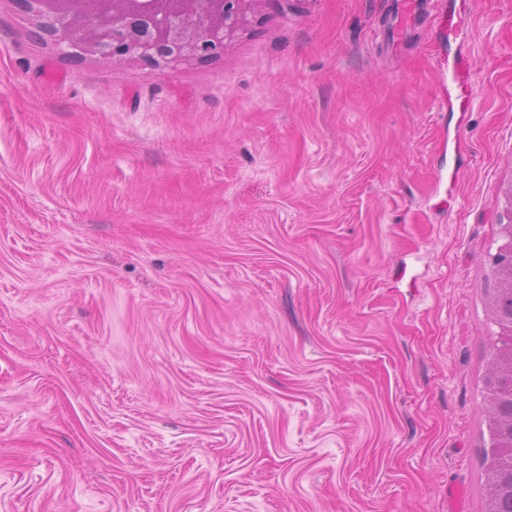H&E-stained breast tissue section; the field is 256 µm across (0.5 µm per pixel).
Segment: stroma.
<instances>
[{"label":"stroma","instance_id":"stroma-1","mask_svg":"<svg viewBox=\"0 0 512 512\" xmlns=\"http://www.w3.org/2000/svg\"><path fill=\"white\" fill-rule=\"evenodd\" d=\"M401 11L151 66L0 0V512H482L512 0Z\"/></svg>","mask_w":512,"mask_h":512}]
</instances>
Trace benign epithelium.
I'll use <instances>...</instances> for the list:
<instances>
[{"mask_svg":"<svg viewBox=\"0 0 512 512\" xmlns=\"http://www.w3.org/2000/svg\"><path fill=\"white\" fill-rule=\"evenodd\" d=\"M255 0H29L46 28L79 58L95 53L110 60L148 65L204 60L224 54L226 39ZM489 262L512 291V212Z\"/></svg>","mask_w":512,"mask_h":512,"instance_id":"benign-epithelium-1","label":"benign epithelium"}]
</instances>
